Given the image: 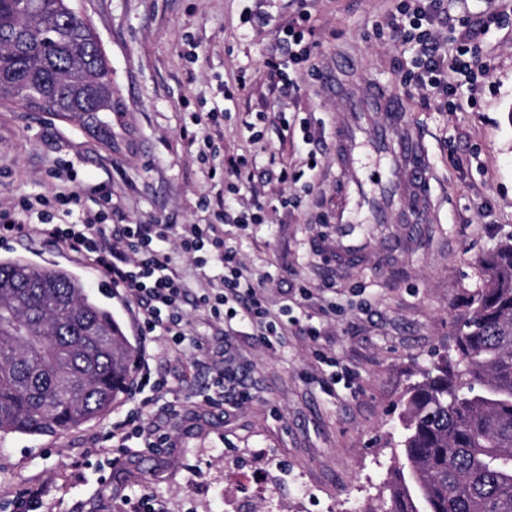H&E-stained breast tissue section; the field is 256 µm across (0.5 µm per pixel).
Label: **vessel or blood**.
Masks as SVG:
<instances>
[{
  "label": "vessel or blood",
  "instance_id": "b4317fda",
  "mask_svg": "<svg viewBox=\"0 0 512 512\" xmlns=\"http://www.w3.org/2000/svg\"><path fill=\"white\" fill-rule=\"evenodd\" d=\"M351 107L336 126V165L351 173L344 185V199L333 224L318 237L316 249L339 266L363 268L368 264L369 247L363 211L374 221H382L380 199L400 200L404 222L387 240L388 252L401 250L417 239L433 207L430 166L424 143L409 112L398 95L383 85H369L349 95ZM370 148L384 165L383 177L374 187L356 178L363 148Z\"/></svg>",
  "mask_w": 512,
  "mask_h": 512
}]
</instances>
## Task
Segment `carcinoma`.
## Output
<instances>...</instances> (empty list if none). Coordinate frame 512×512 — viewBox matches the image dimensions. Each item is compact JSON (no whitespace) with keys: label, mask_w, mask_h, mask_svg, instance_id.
<instances>
[{"label":"carcinoma","mask_w":512,"mask_h":512,"mask_svg":"<svg viewBox=\"0 0 512 512\" xmlns=\"http://www.w3.org/2000/svg\"><path fill=\"white\" fill-rule=\"evenodd\" d=\"M87 125L112 111L109 63L74 0H0V103ZM457 356L403 398L383 512H512V242L482 262ZM135 348L73 273L0 259V433L93 421L128 385Z\"/></svg>","instance_id":"1"}]
</instances>
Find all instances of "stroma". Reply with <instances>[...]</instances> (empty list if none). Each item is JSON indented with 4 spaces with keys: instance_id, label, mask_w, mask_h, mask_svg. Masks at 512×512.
Returning a JSON list of instances; mask_svg holds the SVG:
<instances>
[{
    "instance_id": "obj_1",
    "label": "stroma",
    "mask_w": 512,
    "mask_h": 512,
    "mask_svg": "<svg viewBox=\"0 0 512 512\" xmlns=\"http://www.w3.org/2000/svg\"><path fill=\"white\" fill-rule=\"evenodd\" d=\"M83 2L110 62L112 109L101 118L112 136L0 106V205L51 194V171L68 162L84 208L93 207L95 189L111 191L113 223L209 224L212 213L198 200H218L224 176L210 174L190 140L223 138L227 153L252 160L240 202L255 192L273 202L266 223L225 225L224 238L247 275L264 280L271 309L287 307L292 325L269 346L251 326L211 322L193 303L206 286L201 270L173 253L191 330L209 352L197 365L189 346L155 350L153 369L167 385L152 392L141 422L166 433L167 443L113 447L112 423L133 406L125 394L79 428L0 439V512H10L16 493L37 488L45 491L39 512H133L144 493L157 512H225L236 496L249 500L250 512H385L401 452L402 397L453 353L483 282L482 260L512 239V0H448V19L433 31L442 49L466 44L491 61L488 76L463 86L453 111L404 83L414 51L387 28L394 0H312L317 46L309 66L291 74L301 87L292 98L272 91L264 66L275 27L294 15L291 0ZM247 4L265 11L270 26H242ZM367 83L395 89L412 114L433 174V210L415 246L394 256L384 249L386 229L375 230V256L359 270L337 267L315 242L318 217L334 214L347 179L333 151L347 108L336 87ZM213 110L222 112L220 124H191L190 113ZM257 111L307 121L312 144L284 136L277 123L263 143H251L244 123ZM276 163L311 183L297 208L274 205L296 190L267 179ZM18 257L71 271L138 343L125 300L39 227L0 241L1 259ZM310 323L321 328L318 340L301 332ZM271 475L273 491L264 483Z\"/></svg>"
}]
</instances>
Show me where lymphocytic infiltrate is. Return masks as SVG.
<instances>
[{"instance_id": "obj_1", "label": "lymphocytic infiltrate", "mask_w": 512, "mask_h": 512, "mask_svg": "<svg viewBox=\"0 0 512 512\" xmlns=\"http://www.w3.org/2000/svg\"><path fill=\"white\" fill-rule=\"evenodd\" d=\"M295 19L278 30L277 39L288 47L287 62L269 57L267 75L282 95L298 94L300 87L288 77L287 69L307 65L313 54L311 40L312 15L307 0H296ZM445 0H397L389 23L390 29L404 42L413 44L414 69L408 80L421 90L446 97L448 108H455L456 85L450 75L464 77L487 75L489 61L463 47L456 56L444 59L434 41L433 27L443 21ZM202 161L224 163V197L214 224H112L111 195H103L95 209L78 206L74 189L77 173L73 166L55 169L53 177L59 189L53 195L19 196L13 208L0 207V239L24 232L31 223L40 224L43 234L65 246L76 257L101 272L133 307L141 336L137 359L136 388L160 389L164 379L153 378L150 362L152 346L157 339L178 345L185 341L188 321L183 304L187 287L176 268L170 264L167 246L177 241L182 253L192 258L197 267L209 270L216 286L198 298L197 304L219 324L239 321L256 328L264 343L286 335L288 323L272 314L260 289L245 275L244 266L235 249L224 239V225L234 224L240 230L264 221L265 200L253 197L247 205H239L238 196L244 178L250 177V160L244 155H224L214 139L203 140L197 146Z\"/></svg>"}]
</instances>
